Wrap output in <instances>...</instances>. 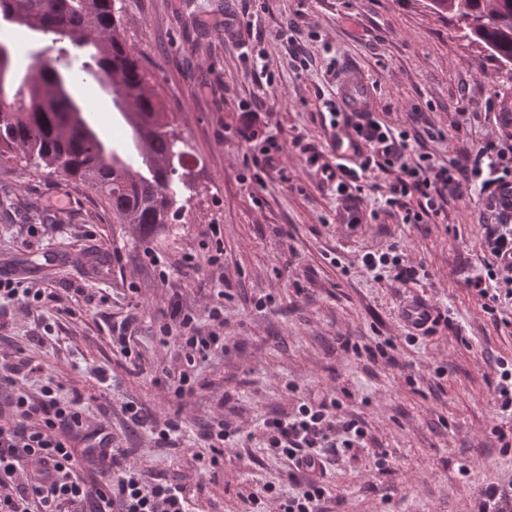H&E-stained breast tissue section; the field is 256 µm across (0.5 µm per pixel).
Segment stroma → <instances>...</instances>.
<instances>
[{"label": "stroma", "mask_w": 512, "mask_h": 512, "mask_svg": "<svg viewBox=\"0 0 512 512\" xmlns=\"http://www.w3.org/2000/svg\"><path fill=\"white\" fill-rule=\"evenodd\" d=\"M122 35L148 72L172 127L193 160L184 206L173 222L142 235L116 223L106 200L70 178L20 160L0 163V271L48 289L39 310L9 308L0 322V358L40 362L44 374L80 392L90 422L107 425L116 446L151 477L194 491L199 512H238L256 487H287L288 466L262 448V422L292 412L301 399L329 396L338 416L362 420L368 445L327 469L326 512H472L489 483L512 480V449L493 428L512 426L492 385L495 362L512 358V325L496 326L465 281L485 260L479 229L488 217L478 192L450 202L441 224L397 223L381 216L357 228L337 223L335 185L321 176L331 161L324 104L336 98L346 64L359 66L374 110H418L422 125L443 129L442 142L419 151L465 159L486 138L503 135L512 115V81L497 60L460 37L428 0H116ZM305 49L298 69L292 43ZM102 109L89 118L119 142L124 130L112 99L97 84L79 87ZM467 96L472 112L457 115ZM253 113L255 140L241 134ZM279 165L261 169L267 140ZM67 196L65 209L50 207ZM39 225L29 235L28 225ZM219 234H212V227ZM220 237L223 268H181L183 255ZM403 241L428 279L402 285L375 280L361 256ZM152 260H144V252ZM168 278H161L160 270ZM101 294L85 305L77 289ZM179 301L197 314L224 304V350L197 367L194 394L176 399L166 378L182 369L159 327ZM422 300L450 311L440 328L407 345L404 304ZM133 316L139 366L112 344V326ZM396 350L370 360L342 348L343 337ZM109 369L110 385L96 368ZM139 404L147 426L133 427L124 403ZM224 418L238 427L224 445V468L200 479L206 426ZM173 420L175 442L158 447L149 423ZM387 452L386 470L376 465Z\"/></svg>", "instance_id": "1"}]
</instances>
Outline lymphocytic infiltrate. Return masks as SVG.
<instances>
[{"instance_id":"f902f5d3","label":"lymphocytic infiltrate","mask_w":512,"mask_h":512,"mask_svg":"<svg viewBox=\"0 0 512 512\" xmlns=\"http://www.w3.org/2000/svg\"><path fill=\"white\" fill-rule=\"evenodd\" d=\"M327 108L330 128H353L364 143L346 179L336 183L342 198L340 223H363L361 196L353 188L375 171L389 174L385 204L402 224L437 220L449 201L476 190L491 216L479 238L487 261L483 272L466 284L485 313L512 307V212L500 208L496 195L497 190L512 189V142L489 138L465 160H444L413 150V141L420 137L446 139L439 128L418 129L419 113L389 121L374 112H341L333 102ZM361 263L375 278L402 284L428 275L424 266L409 264L398 240L363 254ZM208 318L211 328L202 329L195 315L172 304L168 322L159 328L161 343L175 344L188 365H195L224 346L223 306L209 309ZM42 371L27 358L0 361V392H15L11 417L0 420V512H193L184 487L146 478L129 462L127 449L113 445L106 427L89 425L80 396L61 397L59 385L51 380L42 381L39 395L16 392L19 380L39 379ZM336 408L335 399H310L299 403L294 414L265 421V450L287 458L293 486L275 505L277 512H324L328 464L336 456L366 448L362 421L338 420ZM88 470L93 479L85 478Z\"/></svg>"}]
</instances>
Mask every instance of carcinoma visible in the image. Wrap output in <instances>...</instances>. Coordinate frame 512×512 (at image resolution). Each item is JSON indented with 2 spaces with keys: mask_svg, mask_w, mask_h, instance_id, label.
<instances>
[{
  "mask_svg": "<svg viewBox=\"0 0 512 512\" xmlns=\"http://www.w3.org/2000/svg\"><path fill=\"white\" fill-rule=\"evenodd\" d=\"M115 0H0V27L53 35L60 58L43 51L19 69L0 40V161L8 153L36 168L62 172L103 196L117 223L142 234L168 224L180 210L186 167L182 139L126 47ZM450 15L461 38L494 57L512 80V0H429ZM94 82L112 95L125 141L100 136L73 88Z\"/></svg>",
  "mask_w": 512,
  "mask_h": 512,
  "instance_id": "1",
  "label": "carcinoma"
}]
</instances>
